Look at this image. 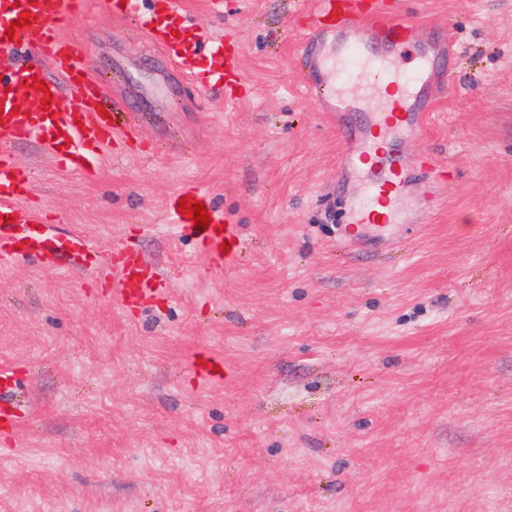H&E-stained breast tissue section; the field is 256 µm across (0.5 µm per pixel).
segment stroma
Listing matches in <instances>:
<instances>
[{
	"instance_id": "1",
	"label": "stroma",
	"mask_w": 512,
	"mask_h": 512,
	"mask_svg": "<svg viewBox=\"0 0 512 512\" xmlns=\"http://www.w3.org/2000/svg\"><path fill=\"white\" fill-rule=\"evenodd\" d=\"M383 2L439 55L421 134L390 143L417 171L385 250L343 234L370 114L302 88L314 0H183L237 52L232 96L87 0L65 34L135 140L92 181L11 151L48 223L134 246L169 288L127 307L77 269L0 268L29 415L0 437V512H512V0ZM189 190L237 226L235 263L173 224Z\"/></svg>"
}]
</instances>
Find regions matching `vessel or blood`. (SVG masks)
<instances>
[{"label": "vessel or blood", "instance_id": "obj_1", "mask_svg": "<svg viewBox=\"0 0 512 512\" xmlns=\"http://www.w3.org/2000/svg\"><path fill=\"white\" fill-rule=\"evenodd\" d=\"M84 6L85 0H0V54L18 61L14 71L0 74V266L21 260L55 270L73 266L93 274L103 288L108 287L110 279H117L121 302H146L158 297L165 287L160 271L147 267L131 246L103 250L82 234L55 233L40 207L21 208L22 199L30 191V180L7 148L11 141L41 138L63 169L92 178L99 151L111 146L114 139L132 136L133 117L109 103L103 76L91 71L77 45L60 36ZM112 11L116 17L140 25L154 46L172 54L182 72L194 73L196 50L204 48L217 65L204 72L202 88L223 83L224 72L218 62L224 45H204L191 36L182 0H112ZM24 12L31 16L29 26L15 28L14 38H7L8 27ZM309 19L305 49L317 73L316 79L305 84L310 96L324 100L332 112L355 108L351 97L330 90L320 80L321 75H333L336 69L352 62L359 68L365 91H375L386 83L405 88L400 96L376 100L372 125L377 133L389 137L418 132L423 115L417 112L413 101L418 94V80L427 77L432 68L429 53L424 51L416 57L417 80L410 83L403 69L379 59L374 51L380 44L399 50L408 47L413 37L412 23L385 9L381 0H318ZM349 30L353 31V38L338 43L329 54L317 53L316 46L323 35ZM48 64L70 80L78 93L77 109L57 101L51 110H44L46 94L33 88L32 81L44 77ZM21 96L30 101L31 108L28 113L17 115L13 108ZM341 163L364 181L363 201L349 217L354 231L379 240L391 239L400 222L397 201L405 188L406 163L397 156L377 152L369 138L346 148ZM210 218V224L202 230L182 213L173 215L181 234L197 242L217 263L236 260L239 241L233 225L225 223L223 214L215 211ZM225 243L230 246L226 252L221 249ZM15 386V371L1 367L0 432L5 434L17 430L27 419L13 398Z\"/></svg>", "mask_w": 512, "mask_h": 512}]
</instances>
